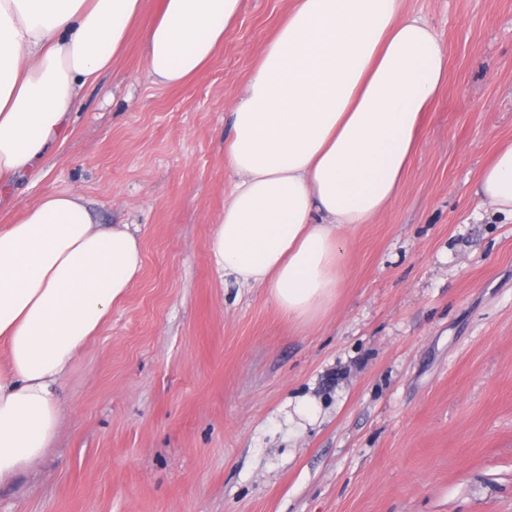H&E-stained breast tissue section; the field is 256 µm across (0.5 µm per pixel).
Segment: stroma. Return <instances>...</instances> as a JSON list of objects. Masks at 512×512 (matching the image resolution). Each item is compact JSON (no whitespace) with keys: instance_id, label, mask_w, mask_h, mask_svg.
I'll return each mask as SVG.
<instances>
[{"instance_id":"stroma-1","label":"stroma","mask_w":512,"mask_h":512,"mask_svg":"<svg viewBox=\"0 0 512 512\" xmlns=\"http://www.w3.org/2000/svg\"><path fill=\"white\" fill-rule=\"evenodd\" d=\"M289 0H243L183 85L139 35L76 104L18 205L76 189L143 267L64 382V428L0 512H512V220L478 212L512 141V0H405L446 49L395 199L344 231L313 325L208 258L234 175L230 109ZM307 400L318 418L289 421Z\"/></svg>"}]
</instances>
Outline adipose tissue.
I'll list each match as a JSON object with an SVG mask.
<instances>
[{
    "label": "adipose tissue",
    "instance_id": "obj_1",
    "mask_svg": "<svg viewBox=\"0 0 512 512\" xmlns=\"http://www.w3.org/2000/svg\"><path fill=\"white\" fill-rule=\"evenodd\" d=\"M145 0H0V199L69 137L81 90L122 54ZM242 0H160L141 32L159 87L179 85L224 45ZM447 54L404 0H293L231 108L236 176L209 245L219 276L267 289L302 324L336 300L350 224L396 196ZM478 194L512 219V144ZM143 264L128 225L103 224L76 190L44 194L0 226V485L62 431L58 393L73 361Z\"/></svg>",
    "mask_w": 512,
    "mask_h": 512
}]
</instances>
